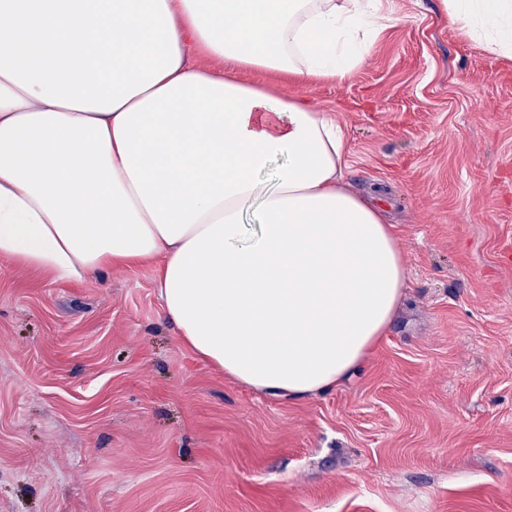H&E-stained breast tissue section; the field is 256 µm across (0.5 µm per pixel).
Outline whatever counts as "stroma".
<instances>
[{
    "label": "stroma",
    "mask_w": 512,
    "mask_h": 512,
    "mask_svg": "<svg viewBox=\"0 0 512 512\" xmlns=\"http://www.w3.org/2000/svg\"><path fill=\"white\" fill-rule=\"evenodd\" d=\"M349 77L241 78L329 112L408 269L359 371L256 393L163 318L155 268L59 284L0 259V512H512V59L442 0Z\"/></svg>",
    "instance_id": "35a3bbf8"
}]
</instances>
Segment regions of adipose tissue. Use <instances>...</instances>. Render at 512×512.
<instances>
[{"instance_id":"adipose-tissue-1","label":"adipose tissue","mask_w":512,"mask_h":512,"mask_svg":"<svg viewBox=\"0 0 512 512\" xmlns=\"http://www.w3.org/2000/svg\"><path fill=\"white\" fill-rule=\"evenodd\" d=\"M443 5L512 57V0ZM387 21L380 0H0V257L58 282L155 264L225 376L334 390L403 295L395 227L345 184L334 118L240 75L345 78Z\"/></svg>"}]
</instances>
